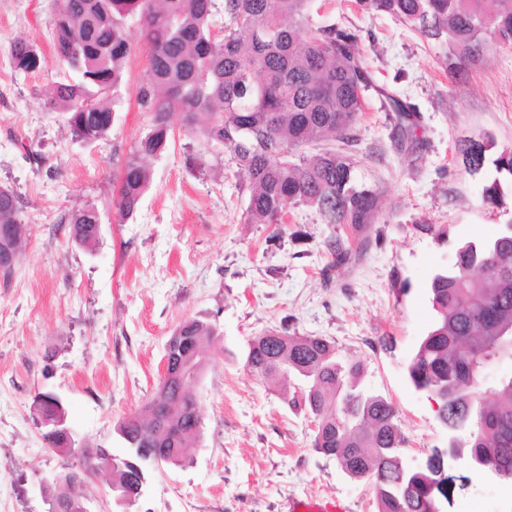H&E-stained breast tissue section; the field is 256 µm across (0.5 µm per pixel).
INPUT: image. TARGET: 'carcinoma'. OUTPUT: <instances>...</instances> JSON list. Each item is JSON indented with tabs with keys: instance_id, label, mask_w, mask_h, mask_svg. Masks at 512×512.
Returning a JSON list of instances; mask_svg holds the SVG:
<instances>
[{
	"instance_id": "carcinoma-1",
	"label": "carcinoma",
	"mask_w": 512,
	"mask_h": 512,
	"mask_svg": "<svg viewBox=\"0 0 512 512\" xmlns=\"http://www.w3.org/2000/svg\"><path fill=\"white\" fill-rule=\"evenodd\" d=\"M364 13L387 14L427 38H448L463 63L489 32L512 47V0H351ZM311 0H56L53 44L62 78L47 104L65 114L71 133L96 141L111 130L124 64L132 42L149 45L150 79L137 92L149 114L120 175L113 204L132 216L146 194L152 161L168 148L175 123L229 149L248 178L246 215L252 224H278L290 201L314 208L327 224H349L356 232L373 223L376 193L357 183L350 156L325 149L307 156L303 148L328 136L348 138L364 111L363 92L372 85L355 50L356 36L330 24L306 28ZM224 37L212 35L218 9ZM13 67L33 72L37 49L20 39L10 52ZM489 138L460 143L465 171L491 167L496 176L484 199L502 203V181L512 178V151L491 153ZM19 199L0 186V256L20 258L25 225ZM100 214L86 207L67 217L69 238L84 247L100 235ZM432 321L408 367L410 383L435 392L455 391L448 422L462 417L481 424L458 432L455 447L479 471L512 480V375L495 383V400L482 397L486 370L511 353L493 355L495 337L512 339V222L485 240L457 244L451 267L430 282ZM173 335L192 336L196 352L216 336L209 322L184 320ZM246 367L282 383L294 410L320 418L314 449L342 465L351 478L371 484L378 512H432L429 471L405 467L404 435L393 404L362 386L363 365L339 356L322 336H290L279 345L262 335L248 342ZM193 389L160 381L156 397L119 432L128 454L115 460L112 480L128 499L141 493L147 456L168 448L167 463L186 460L200 430L190 420ZM176 432L163 436L159 423Z\"/></svg>"
}]
</instances>
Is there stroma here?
<instances>
[{
    "mask_svg": "<svg viewBox=\"0 0 512 512\" xmlns=\"http://www.w3.org/2000/svg\"><path fill=\"white\" fill-rule=\"evenodd\" d=\"M54 17V0H0V186L20 196L27 227L24 253L0 276V512H49L53 477L80 466L47 447L36 397L61 399L77 440L124 453L118 427L155 395L166 342L189 318L217 329L195 387L197 441L181 465L150 467L131 503H117L108 475L88 477L87 512H284L294 497L377 512L372 486L317 453L309 419L247 369V343L282 328L329 339L395 406L406 460L420 464L447 447L433 402L407 370L432 320V275L452 263L457 243L512 221V185L502 205L485 203L494 170L470 175L455 155L469 137L512 151V48L484 34L455 74L446 38L348 0H314L313 24L355 33L373 77L344 149L359 182L379 194L377 217L359 234L301 203L287 204L281 223H247L248 182L230 152L180 127L153 162L139 209L121 217L113 205L121 168L148 125L137 91L150 50L132 45L107 137L80 141L45 104L62 72ZM19 38L37 49L38 70L14 69ZM394 98L412 108L409 129ZM88 205L102 216L89 249L62 223ZM336 242L348 252L341 263ZM443 475V512H512L511 481L449 457Z\"/></svg>",
    "mask_w": 512,
    "mask_h": 512,
    "instance_id": "obj_1",
    "label": "stroma"
}]
</instances>
